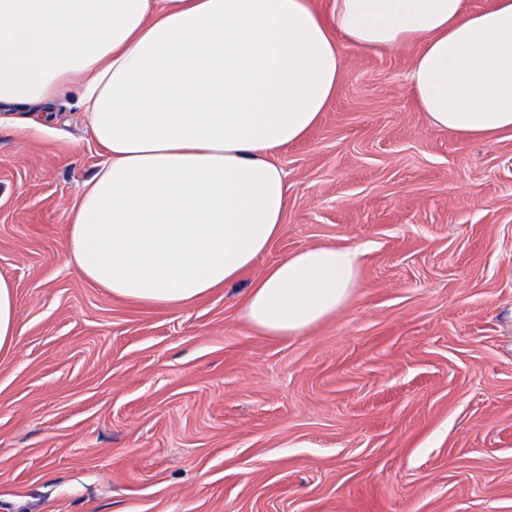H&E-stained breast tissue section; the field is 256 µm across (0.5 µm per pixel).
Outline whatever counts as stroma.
Wrapping results in <instances>:
<instances>
[{"mask_svg": "<svg viewBox=\"0 0 512 512\" xmlns=\"http://www.w3.org/2000/svg\"><path fill=\"white\" fill-rule=\"evenodd\" d=\"M415 49L344 50L336 97L278 161L289 206L239 279L189 304L115 298L67 254L104 150L74 95L54 134L0 126V512H512V133L431 127ZM364 247L336 314L242 317L298 250ZM16 336V298L14 285L0 276V351L9 348Z\"/></svg>", "mask_w": 512, "mask_h": 512, "instance_id": "1", "label": "stroma"}]
</instances>
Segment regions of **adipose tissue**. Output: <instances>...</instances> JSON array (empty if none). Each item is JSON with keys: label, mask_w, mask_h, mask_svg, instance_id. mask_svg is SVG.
<instances>
[{"label": "adipose tissue", "mask_w": 512, "mask_h": 512, "mask_svg": "<svg viewBox=\"0 0 512 512\" xmlns=\"http://www.w3.org/2000/svg\"><path fill=\"white\" fill-rule=\"evenodd\" d=\"M419 46L428 123L512 132V0H0V107L75 92L106 151L67 248L112 297L179 306L236 280L289 205L277 155L319 122L344 50ZM361 248L289 255L249 288L265 336L305 335L350 299Z\"/></svg>", "instance_id": "ef3b65f1"}]
</instances>
